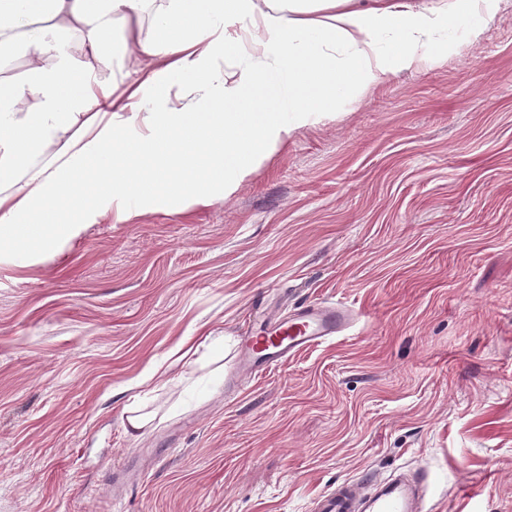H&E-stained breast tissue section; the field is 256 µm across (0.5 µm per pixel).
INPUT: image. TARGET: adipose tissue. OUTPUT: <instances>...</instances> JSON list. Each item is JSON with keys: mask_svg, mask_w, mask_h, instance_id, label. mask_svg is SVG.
<instances>
[{"mask_svg": "<svg viewBox=\"0 0 512 512\" xmlns=\"http://www.w3.org/2000/svg\"><path fill=\"white\" fill-rule=\"evenodd\" d=\"M506 2L0 0V243L36 253L107 212L211 206L341 98L479 42ZM141 58L156 67L127 82Z\"/></svg>", "mask_w": 512, "mask_h": 512, "instance_id": "adipose-tissue-1", "label": "adipose tissue"}]
</instances>
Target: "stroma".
Returning <instances> with one entry per match:
<instances>
[{
  "instance_id": "35a3bbf8",
  "label": "stroma",
  "mask_w": 512,
  "mask_h": 512,
  "mask_svg": "<svg viewBox=\"0 0 512 512\" xmlns=\"http://www.w3.org/2000/svg\"><path fill=\"white\" fill-rule=\"evenodd\" d=\"M328 300L350 334L238 374L247 332ZM402 468L427 512H512V7L211 207L0 246V512H312Z\"/></svg>"
}]
</instances>
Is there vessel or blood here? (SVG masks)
<instances>
[{
    "instance_id": "vessel-or-blood-1",
    "label": "vessel or blood",
    "mask_w": 512,
    "mask_h": 512,
    "mask_svg": "<svg viewBox=\"0 0 512 512\" xmlns=\"http://www.w3.org/2000/svg\"><path fill=\"white\" fill-rule=\"evenodd\" d=\"M360 320L354 309L335 302L296 310L270 324L263 335L244 337L239 347L241 372L258 375L295 353L344 335ZM314 512H424L417 476L373 477L370 485L344 481L325 492Z\"/></svg>"
}]
</instances>
